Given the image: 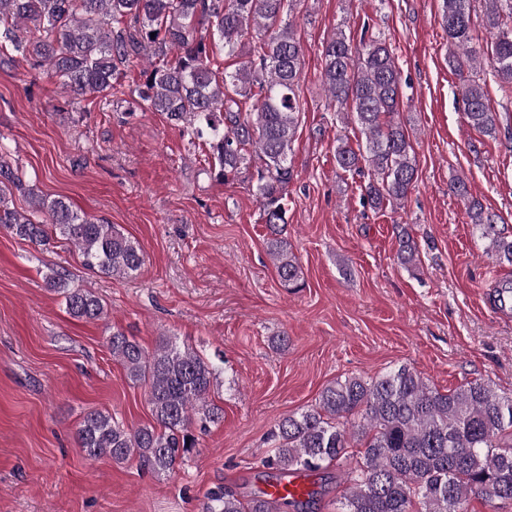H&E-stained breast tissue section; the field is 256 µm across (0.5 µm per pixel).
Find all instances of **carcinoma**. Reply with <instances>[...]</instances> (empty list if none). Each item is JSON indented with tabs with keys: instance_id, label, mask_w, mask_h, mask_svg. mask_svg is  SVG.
Segmentation results:
<instances>
[{
	"instance_id": "cac0c4a2",
	"label": "carcinoma",
	"mask_w": 512,
	"mask_h": 512,
	"mask_svg": "<svg viewBox=\"0 0 512 512\" xmlns=\"http://www.w3.org/2000/svg\"><path fill=\"white\" fill-rule=\"evenodd\" d=\"M299 0H0V54L47 66L74 99L112 98L122 88L120 66L142 55L138 97L182 126L189 143L202 141L216 176L227 181L259 160L255 195L269 230L268 253L280 281L298 287L301 270L286 236V200L293 178V142L301 122V46L291 17ZM472 0H442L448 65L462 72L476 56L468 44ZM484 28L493 36V73L512 85V0H488ZM257 32L256 40L247 36ZM247 56L234 71L211 67L215 50ZM322 82L340 109L355 114L366 150L342 141L336 165L347 172L367 167L363 203L373 209L404 201L418 179L413 148L399 112L401 79L386 39L363 26L358 42L343 33L323 47ZM469 126L496 137L497 113L476 82L462 89ZM29 210L13 205L15 195ZM474 228L501 263L512 264V238L495 215L470 200ZM54 227L78 250L85 269L112 277L136 274L140 247L116 226L75 212L61 199L34 193L0 153V228L32 244L49 243ZM397 258L420 261L407 230ZM48 288L64 296L74 318H103L91 291L71 286L65 270H50ZM112 357L134 383L149 384L155 423L127 431L98 410L83 418L77 435L87 458L108 456L122 464L168 476L198 445L190 425L203 432L224 419L208 400L218 366L189 345L165 341L151 353L119 330L108 337ZM512 397L491 385L469 383L442 393L406 366L374 378L348 377L326 386L318 403L283 417L274 453L263 465L286 478L339 462L358 442L362 460L348 473L342 512H465L467 495L512 502ZM205 512H273V502L243 504L232 492L210 493Z\"/></svg>"
}]
</instances>
